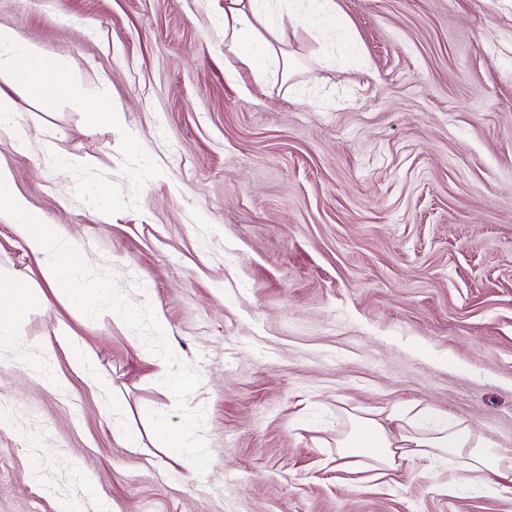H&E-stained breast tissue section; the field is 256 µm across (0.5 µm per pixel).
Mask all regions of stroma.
<instances>
[{
    "mask_svg": "<svg viewBox=\"0 0 512 512\" xmlns=\"http://www.w3.org/2000/svg\"><path fill=\"white\" fill-rule=\"evenodd\" d=\"M336 2L354 52L285 26L290 93L226 77L224 0H0L114 106L94 125L0 74L27 138L0 166L108 288L92 314L33 305L0 351V512H512L426 460L336 467L348 414L418 402L512 449V0ZM0 270L44 285L1 222ZM163 437L166 447L172 448L176 461L189 471H195L204 462L203 452L192 438L189 429L166 428Z\"/></svg>",
    "mask_w": 512,
    "mask_h": 512,
    "instance_id": "1",
    "label": "stroma"
}]
</instances>
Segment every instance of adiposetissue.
<instances>
[{
	"mask_svg": "<svg viewBox=\"0 0 512 512\" xmlns=\"http://www.w3.org/2000/svg\"><path fill=\"white\" fill-rule=\"evenodd\" d=\"M337 12L336 0H224V46L237 61L229 76L245 67L259 81L274 77L289 81L293 63L279 47L284 24L295 25L307 18L325 23ZM3 71L32 95L42 96L48 106L54 95L70 90L58 65L43 61L37 48L15 33L0 30ZM1 220L25 243L47 288H31L25 279L0 271V348L15 344L17 326L29 307L46 301L48 295H64L85 310L95 309L100 289L71 285L80 262L78 249L58 225L45 223L29 208L15 189L12 170L4 167H0ZM347 421L348 431L336 438V453L346 471L372 470L382 477L409 457L438 459L453 463L467 483L512 494V450L499 447L462 419L424 405L414 412L351 413Z\"/></svg>",
	"mask_w": 512,
	"mask_h": 512,
	"instance_id": "1",
	"label": "adipose tissue"
}]
</instances>
